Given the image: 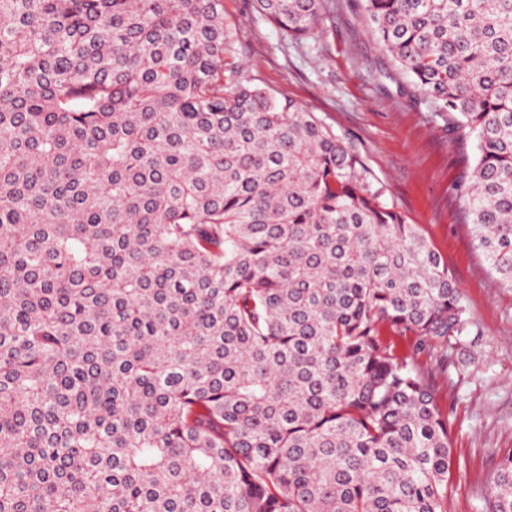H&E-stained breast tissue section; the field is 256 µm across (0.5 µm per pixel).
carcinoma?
Instances as JSON below:
<instances>
[{
  "label": "carcinoma",
  "mask_w": 512,
  "mask_h": 512,
  "mask_svg": "<svg viewBox=\"0 0 512 512\" xmlns=\"http://www.w3.org/2000/svg\"><path fill=\"white\" fill-rule=\"evenodd\" d=\"M295 40L323 0H254ZM512 288V0H362ZM224 0H0V512H448L472 323L359 154L225 76ZM512 512V450L488 494Z\"/></svg>",
  "instance_id": "obj_1"
}]
</instances>
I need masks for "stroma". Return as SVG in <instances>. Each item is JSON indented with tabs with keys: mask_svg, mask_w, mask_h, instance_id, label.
Listing matches in <instances>:
<instances>
[{
	"mask_svg": "<svg viewBox=\"0 0 512 512\" xmlns=\"http://www.w3.org/2000/svg\"><path fill=\"white\" fill-rule=\"evenodd\" d=\"M319 28L289 38L253 0H224L229 39L224 70L292 100L361 156L367 178L388 207L417 225L440 253L473 327L448 343V367L431 349L398 339L433 376L448 419L453 485L450 512H486L500 460L512 448V288L500 285L476 246L457 187L477 153L474 137L448 132L408 92L407 80L370 33L360 0H325Z\"/></svg>",
	"mask_w": 512,
	"mask_h": 512,
	"instance_id": "35a3bbf8",
	"label": "stroma"
}]
</instances>
